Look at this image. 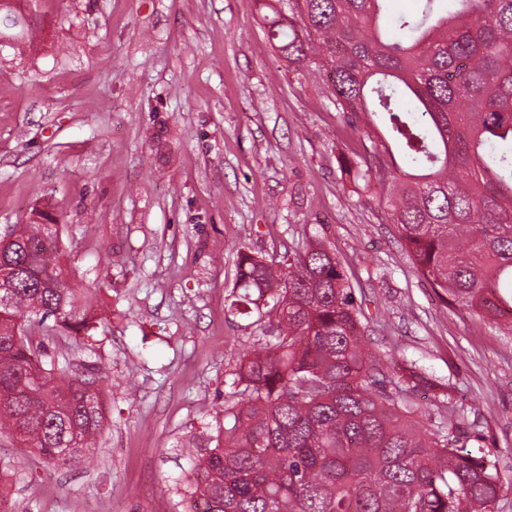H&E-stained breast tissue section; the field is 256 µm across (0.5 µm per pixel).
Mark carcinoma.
I'll return each instance as SVG.
<instances>
[{
    "label": "carcinoma",
    "instance_id": "cac0c4a2",
    "mask_svg": "<svg viewBox=\"0 0 512 512\" xmlns=\"http://www.w3.org/2000/svg\"><path fill=\"white\" fill-rule=\"evenodd\" d=\"M292 64L332 76L336 109L379 123L389 147L348 159L386 192V217L440 297L512 333V0H420L380 27L386 0H255ZM27 23L0 0V45L21 54ZM49 213L14 231L3 262L13 308L0 317V430L64 466L89 462L104 425L89 382L34 360L27 329L52 317L91 329L88 301L41 246ZM237 304L268 319L224 400V445L191 454L190 491L206 512H492L496 466L460 445L461 423L419 430L403 385L361 334V309L339 261L306 241L288 263L238 255Z\"/></svg>",
    "mask_w": 512,
    "mask_h": 512
}]
</instances>
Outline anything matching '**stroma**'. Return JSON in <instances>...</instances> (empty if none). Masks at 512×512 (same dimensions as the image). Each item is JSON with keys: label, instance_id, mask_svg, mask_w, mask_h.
I'll return each mask as SVG.
<instances>
[{"label": "stroma", "instance_id": "obj_1", "mask_svg": "<svg viewBox=\"0 0 512 512\" xmlns=\"http://www.w3.org/2000/svg\"><path fill=\"white\" fill-rule=\"evenodd\" d=\"M34 49L0 51V236L55 216L73 287L99 315L47 358L92 379L104 426L87 466L0 432L13 512H186V446L224 438L232 372L266 322L232 313L237 254L321 239L370 348L434 387L436 432L464 411L512 512V336L416 272L380 189L342 163L367 140L326 77L285 61L253 0H30Z\"/></svg>", "mask_w": 512, "mask_h": 512}]
</instances>
